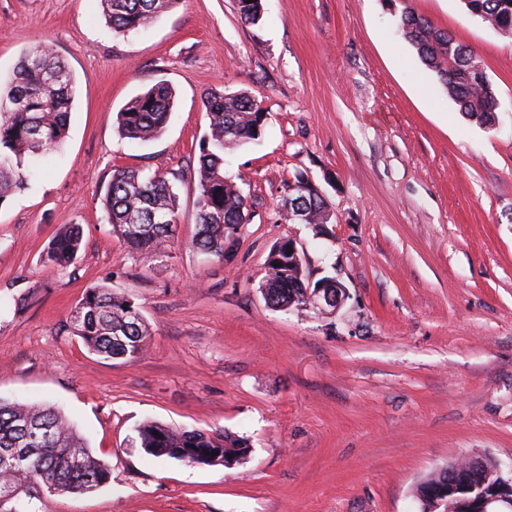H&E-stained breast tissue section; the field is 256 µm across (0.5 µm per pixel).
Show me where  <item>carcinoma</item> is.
<instances>
[{"label": "carcinoma", "instance_id": "cac0c4a2", "mask_svg": "<svg viewBox=\"0 0 512 512\" xmlns=\"http://www.w3.org/2000/svg\"><path fill=\"white\" fill-rule=\"evenodd\" d=\"M177 0H100L107 25L116 35L148 27ZM468 13L496 32L512 35V0H467ZM241 21L262 19L261 0H237ZM399 27L422 64L433 72L458 111L484 126L496 122L499 101L489 78L475 68L476 54L450 32L412 10L402 11ZM75 79L46 47L38 45L19 61L10 87L0 91V206L25 184L27 159L60 150L67 138ZM175 106V91L159 82L133 97L117 114V132L132 142L147 143L165 130ZM208 130L201 139L194 169L195 232L189 246L218 258L234 247L242 225L251 218L240 186L224 173L226 150L258 141L265 131V111L245 91L212 93L203 101ZM101 205L107 222L127 248L141 254L165 252L179 221L180 197L167 173L116 166L103 184ZM306 220L324 233L334 223L327 198L309 187L298 195ZM83 233L77 224L56 233L47 257L64 267L77 256ZM288 272V241L271 251L260 290L273 309L306 311L305 289ZM72 335L89 352L107 361L131 363L142 354L150 330L128 296L106 284L88 288L70 316ZM140 448L156 458L191 466L245 463L250 445L223 430L171 427L147 420L137 427ZM448 479L430 474L413 489L419 512H438L433 489ZM112 482L111 469L97 458L86 440L54 406L0 399V497L10 499L0 512H36L41 491L91 494Z\"/></svg>", "mask_w": 512, "mask_h": 512}]
</instances>
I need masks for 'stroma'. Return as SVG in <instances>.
<instances>
[{"label": "stroma", "instance_id": "1", "mask_svg": "<svg viewBox=\"0 0 512 512\" xmlns=\"http://www.w3.org/2000/svg\"><path fill=\"white\" fill-rule=\"evenodd\" d=\"M470 46L499 123L465 119L398 29L403 8ZM178 0L114 35L100 0H0V83L30 48L75 78L64 149L30 159L0 205V398L59 407L112 469L88 495L42 494L39 512H416L413 488L464 456L512 462V36L463 0ZM177 105L164 133L118 136L117 112L157 82ZM245 91L263 138L226 156L251 220L224 258L187 245L191 174L210 93ZM162 169L180 190L166 253L124 249L101 207L113 167ZM323 190L325 233L278 213L295 173ZM83 228L65 267L45 248ZM293 239L313 278L350 297L333 316L269 308L271 249ZM99 283L140 308L151 337L105 361L69 329ZM246 439L245 463L190 467L134 446L145 420Z\"/></svg>", "mask_w": 512, "mask_h": 512}]
</instances>
